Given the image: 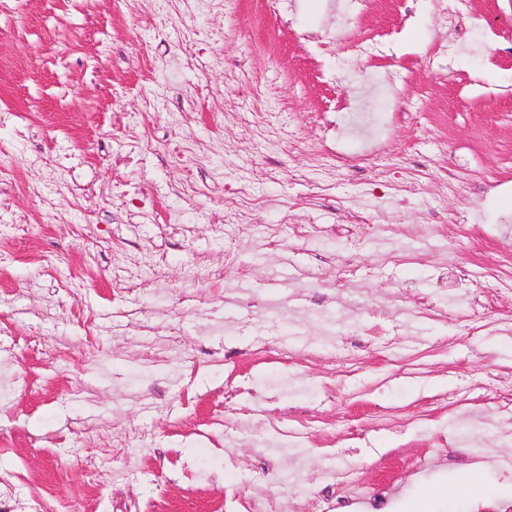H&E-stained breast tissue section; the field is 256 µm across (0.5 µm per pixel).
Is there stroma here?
<instances>
[{"label": "stroma", "instance_id": "1", "mask_svg": "<svg viewBox=\"0 0 512 512\" xmlns=\"http://www.w3.org/2000/svg\"><path fill=\"white\" fill-rule=\"evenodd\" d=\"M452 5H0V512L512 501V0ZM83 469L90 486H100L111 477L110 467L106 466L97 455H87L83 460ZM448 493L482 497L485 494L483 476L476 471H467L456 485L448 488ZM349 497L335 496L334 487L322 490L318 495L311 498L309 503L310 512H334L345 508Z\"/></svg>", "mask_w": 512, "mask_h": 512}]
</instances>
